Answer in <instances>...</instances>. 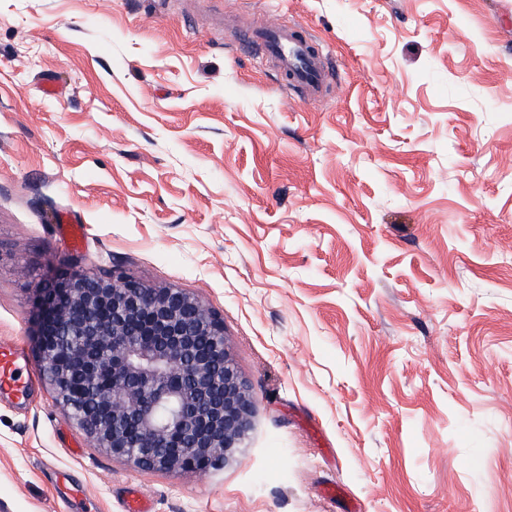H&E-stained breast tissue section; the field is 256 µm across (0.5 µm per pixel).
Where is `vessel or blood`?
I'll return each instance as SVG.
<instances>
[{
  "mask_svg": "<svg viewBox=\"0 0 512 512\" xmlns=\"http://www.w3.org/2000/svg\"><path fill=\"white\" fill-rule=\"evenodd\" d=\"M252 52L272 62L273 69L287 80L290 89L319 93L329 68L316 38L300 26H277L248 42ZM35 382L23 346L0 343V393L26 399Z\"/></svg>",
  "mask_w": 512,
  "mask_h": 512,
  "instance_id": "1",
  "label": "vessel or blood"
}]
</instances>
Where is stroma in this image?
Segmentation results:
<instances>
[{"label": "stroma", "instance_id": "1", "mask_svg": "<svg viewBox=\"0 0 512 512\" xmlns=\"http://www.w3.org/2000/svg\"><path fill=\"white\" fill-rule=\"evenodd\" d=\"M292 23L324 97L238 44ZM60 267L201 298L254 427L223 469L142 471L38 381L0 395V512H123L129 487L156 512H512V0H0V340L34 369Z\"/></svg>", "mask_w": 512, "mask_h": 512}]
</instances>
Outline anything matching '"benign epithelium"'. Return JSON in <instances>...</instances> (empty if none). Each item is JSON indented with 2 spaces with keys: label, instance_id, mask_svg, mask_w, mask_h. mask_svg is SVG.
I'll return each mask as SVG.
<instances>
[{
  "label": "benign epithelium",
  "instance_id": "benign-epithelium-1",
  "mask_svg": "<svg viewBox=\"0 0 512 512\" xmlns=\"http://www.w3.org/2000/svg\"><path fill=\"white\" fill-rule=\"evenodd\" d=\"M43 292L36 348L44 378L95 447L175 474L239 460L252 395L224 320L200 298L82 270L58 273Z\"/></svg>",
  "mask_w": 512,
  "mask_h": 512
}]
</instances>
